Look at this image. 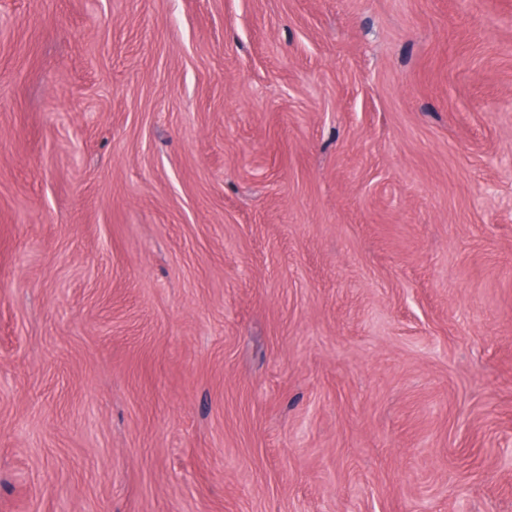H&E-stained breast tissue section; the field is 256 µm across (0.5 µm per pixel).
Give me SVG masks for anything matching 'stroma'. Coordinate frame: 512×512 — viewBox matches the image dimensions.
Instances as JSON below:
<instances>
[{"mask_svg": "<svg viewBox=\"0 0 512 512\" xmlns=\"http://www.w3.org/2000/svg\"><path fill=\"white\" fill-rule=\"evenodd\" d=\"M0 512H512V0H0Z\"/></svg>", "mask_w": 512, "mask_h": 512, "instance_id": "1", "label": "stroma"}]
</instances>
